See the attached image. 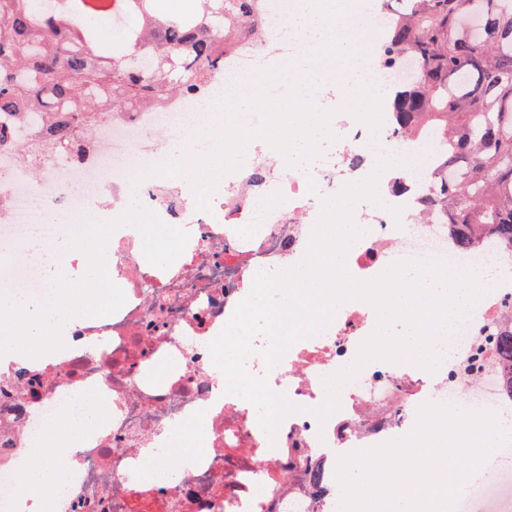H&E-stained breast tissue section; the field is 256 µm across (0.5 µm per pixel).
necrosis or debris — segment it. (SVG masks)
I'll list each match as a JSON object with an SVG mask.
<instances>
[{
  "label": "necrosis or debris",
  "mask_w": 512,
  "mask_h": 512,
  "mask_svg": "<svg viewBox=\"0 0 512 512\" xmlns=\"http://www.w3.org/2000/svg\"><path fill=\"white\" fill-rule=\"evenodd\" d=\"M263 7L271 15L265 45L286 65L295 47L279 29L288 23L291 4L265 0ZM256 53L248 47L225 56L205 92L179 94L119 120L102 113L83 150L38 170L24 164L16 150L0 152V255L10 259L0 276L11 302L45 300L53 274H71L84 262V254L69 247L83 225L57 223V216L94 204L100 220L115 219L120 212L110 198L132 189L140 206L189 234L183 253L163 269L141 260L130 227L117 229L107 252L111 277L123 286L126 302L111 315L86 318L73 331L80 341L105 338V346L80 344L62 359L31 367L18 384L0 377V512H13L23 449L41 441L62 414L83 426L92 405L108 415L63 473L61 512H311L310 494L289 489V474L324 467L330 449H365L412 430L419 399H412L398 425L377 412L396 402L399 381L419 389L426 385L428 372L403 364H368L356 389L341 390L339 408L326 423L312 413L325 399L324 377L351 364L376 326L366 304L351 305L324 332L297 341L283 358L288 371L268 367L258 355L248 360L252 376L266 378L271 390L300 408L282 421L275 446H268L254 404L235 394L214 397L217 377L208 345L255 276L300 262L322 198L366 178L376 164L375 145L402 143L389 124L374 134L350 114H337L331 125L347 129L344 147L322 142V154L307 173L272 172L259 187L244 177L261 160L249 155L241 170L221 179L207 211L197 209L178 179L163 188L156 178L141 179L163 155L160 142L148 141V134L159 130L177 140L199 129L209 108L223 98L225 79L250 70ZM409 205L392 198L387 208L367 211V241L346 261L353 277L368 280L408 259L444 261L461 270L487 256L503 258L496 248L486 254L460 249L434 212L418 236L403 235L391 210ZM510 316L512 281L493 288L455 320L452 356L441 362L438 403L455 408L465 399L477 410L512 393L490 340ZM203 408L210 411L206 452L175 464L159 460L154 472L143 474L145 451ZM472 512H512V472L486 480Z\"/></svg>",
  "instance_id": "obj_1"
}]
</instances>
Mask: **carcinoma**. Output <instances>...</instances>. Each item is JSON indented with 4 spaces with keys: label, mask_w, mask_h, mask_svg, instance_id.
<instances>
[{
    "label": "carcinoma",
    "mask_w": 512,
    "mask_h": 512,
    "mask_svg": "<svg viewBox=\"0 0 512 512\" xmlns=\"http://www.w3.org/2000/svg\"><path fill=\"white\" fill-rule=\"evenodd\" d=\"M137 19L128 46L104 41L82 23L97 15L85 0H0V148L15 146L8 113H48L25 159L40 167L82 143L103 109L136 112L176 92L202 89L224 56L257 42L265 28L261 0H202L185 16H160L155 0H114ZM388 16L377 49L382 68L417 61L412 81L385 99L389 125L435 153L418 186L396 175L390 190L413 210L440 213L465 248L488 239L512 250V0H383ZM476 13L480 38L456 19ZM494 344L512 375V318Z\"/></svg>",
    "instance_id": "cac0c4a2"
}]
</instances>
